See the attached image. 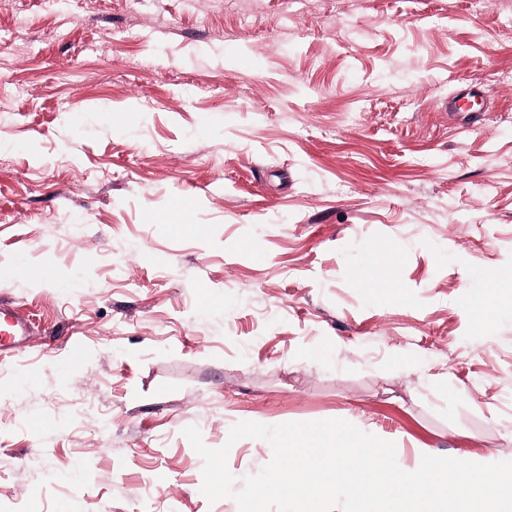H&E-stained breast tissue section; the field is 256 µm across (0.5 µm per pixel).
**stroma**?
Listing matches in <instances>:
<instances>
[{"mask_svg": "<svg viewBox=\"0 0 512 512\" xmlns=\"http://www.w3.org/2000/svg\"><path fill=\"white\" fill-rule=\"evenodd\" d=\"M254 4L0 0V512H238L189 425L512 460V0ZM32 324L18 308L0 303V352L19 349L26 336L32 333Z\"/></svg>", "mask_w": 512, "mask_h": 512, "instance_id": "obj_1", "label": "stroma"}]
</instances>
